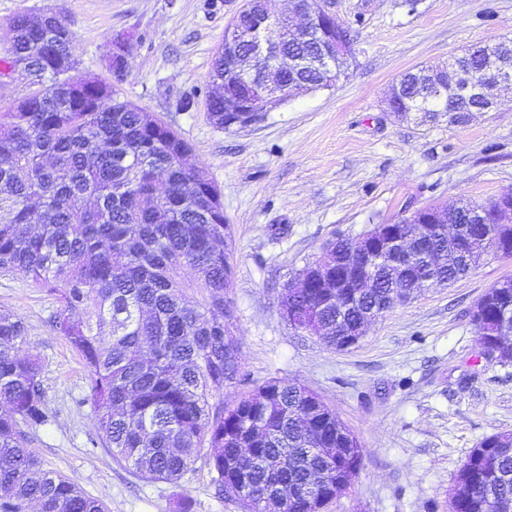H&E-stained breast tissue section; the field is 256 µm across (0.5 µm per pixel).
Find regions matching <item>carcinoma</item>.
<instances>
[{
  "instance_id": "obj_1",
  "label": "carcinoma",
  "mask_w": 512,
  "mask_h": 512,
  "mask_svg": "<svg viewBox=\"0 0 512 512\" xmlns=\"http://www.w3.org/2000/svg\"><path fill=\"white\" fill-rule=\"evenodd\" d=\"M6 74L32 93L0 111V269L35 281L59 303L52 328L81 354L90 378L98 438L116 462L142 479L178 484L201 461L215 493L244 512H323L361 469L363 449L339 451L345 424L315 393L273 378L230 407L224 387L237 378L232 336L224 335V290L232 281L231 238L217 185L185 167L187 143L151 112L120 98L115 86L75 74L68 27L25 13L10 23ZM497 45L454 58L475 68ZM211 119L242 93L241 76L215 57ZM401 112H474L480 100L432 96L410 86ZM450 236L425 238L447 255L448 285L469 271L467 257L488 247L494 200L460 203ZM197 289L201 299L186 294ZM317 337L336 345L345 289L301 288ZM477 340L503 331L512 288H491ZM24 322L0 311V512H105L103 502L43 465L29 431L50 423L38 360L19 354ZM450 512H512V433L483 439L463 461Z\"/></svg>"
}]
</instances>
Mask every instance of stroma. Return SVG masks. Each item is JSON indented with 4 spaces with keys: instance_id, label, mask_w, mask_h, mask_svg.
I'll return each mask as SVG.
<instances>
[{
    "instance_id": "35a3bbf8",
    "label": "stroma",
    "mask_w": 512,
    "mask_h": 512,
    "mask_svg": "<svg viewBox=\"0 0 512 512\" xmlns=\"http://www.w3.org/2000/svg\"><path fill=\"white\" fill-rule=\"evenodd\" d=\"M243 0H0V58L19 13L59 15L80 72L111 79L112 39L132 47L122 99L154 113L189 144V160L219 187L232 231L230 330L238 376L225 404L272 378L317 393L357 437L362 467L325 512H449L462 462L486 437L512 433V364L480 356L471 312L512 257L490 255L449 286L422 290L372 323L345 351L292 328L284 289L336 236L409 217L431 204L483 203L512 190V92L464 123L447 113H394L403 73L447 64L474 45L512 38V0H327L354 30L346 77L288 99L256 125L227 131L208 112L210 72ZM192 96L193 105L180 102ZM26 328L53 419L31 432L45 467L77 481L106 512H243L215 497L207 467L178 484L147 481L97 443L84 363L56 333L58 303L33 280L0 272V310Z\"/></svg>"
}]
</instances>
